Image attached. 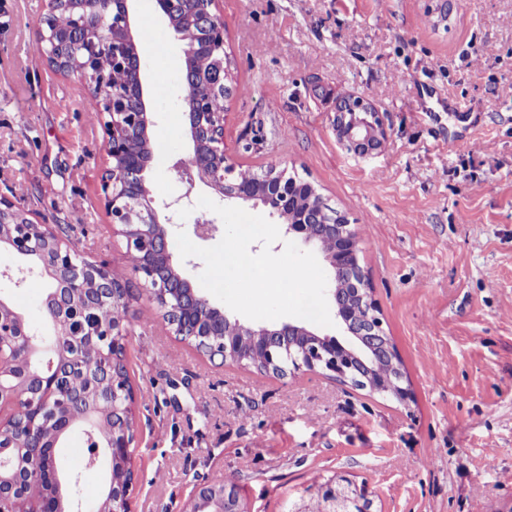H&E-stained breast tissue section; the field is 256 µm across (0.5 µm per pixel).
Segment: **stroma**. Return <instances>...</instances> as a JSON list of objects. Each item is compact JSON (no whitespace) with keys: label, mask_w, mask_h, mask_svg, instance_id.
<instances>
[{"label":"stroma","mask_w":512,"mask_h":512,"mask_svg":"<svg viewBox=\"0 0 512 512\" xmlns=\"http://www.w3.org/2000/svg\"><path fill=\"white\" fill-rule=\"evenodd\" d=\"M223 0L234 94L224 150L245 170L309 180L345 212L360 260L413 392L408 404L331 374L280 377L211 365L163 321L99 196L107 156L85 89L42 63L44 0H0V194L16 195L128 280L125 366L136 395L134 512H182L195 486L234 476L249 512H287L320 479L344 472L374 512H512V0ZM136 24L157 201L183 185L190 149L183 61L144 0ZM363 97L387 130L379 153L344 150L340 97ZM47 280L0 295L33 329ZM87 442L61 450L97 512L106 460Z\"/></svg>","instance_id":"1"}]
</instances>
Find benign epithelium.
Instances as JSON below:
<instances>
[{"label": "benign epithelium", "mask_w": 512, "mask_h": 512, "mask_svg": "<svg viewBox=\"0 0 512 512\" xmlns=\"http://www.w3.org/2000/svg\"><path fill=\"white\" fill-rule=\"evenodd\" d=\"M134 0H45V12L35 32L38 51L60 75L83 80L90 99L98 105L107 153L100 179L101 202L126 249L144 254L136 268L149 286L163 320L177 336L194 340L195 349L212 365L222 367L231 359L261 360L267 370L289 373L328 371L353 386L373 394H386L405 404L411 390L401 370L396 348L381 329L369 280L360 265L359 241L348 219L330 208L315 186L270 167L253 179L224 153V113L213 112V96H230L231 86L219 84L193 60L202 48L224 49V18L220 0H152L153 10L173 29L185 56L182 106L185 134L191 152L173 164L186 183L189 197L196 181L211 187L225 201L262 206L282 221V237L315 250L331 272L328 294L335 318L351 342L321 334L308 325L288 320L277 325H254L214 305L194 288L172 261L170 215L159 211L171 204H157L149 190L153 152L139 50L140 35L134 24ZM190 17L194 37L182 34V21ZM112 69L100 67L104 55ZM334 123L336 137L348 152L371 157L387 136L381 118L362 97L340 99ZM335 240L324 249L327 238ZM22 260L0 278L22 286L37 275L50 280L44 301L47 333L32 330L25 317L0 297V337L11 336L16 352L0 349V433L9 429L15 454L0 455V512H47L45 502L7 492L31 448H57L76 421L58 415L60 405L84 411L95 456L106 455L111 467L134 470L132 393L124 366L128 336L126 320L102 319L95 332L112 351L95 360L84 357L78 340L57 336L60 323H69L92 310H102L121 300L129 302L130 288L112 274L104 261L75 259L71 248L52 225L28 217L14 198L0 195V250ZM389 362L397 381L387 388L376 380L357 376L353 362ZM78 373L85 388L67 391L64 379ZM112 399V427L101 438L95 433L97 405ZM54 436L46 440L41 430L48 423ZM135 480L120 486L107 480L100 512H132ZM321 499L324 512H372L373 499L366 484L345 474L313 483L306 495L293 501L290 512H310V502ZM188 512H244L237 489L222 481L196 487Z\"/></svg>", "instance_id": "obj_1"}]
</instances>
